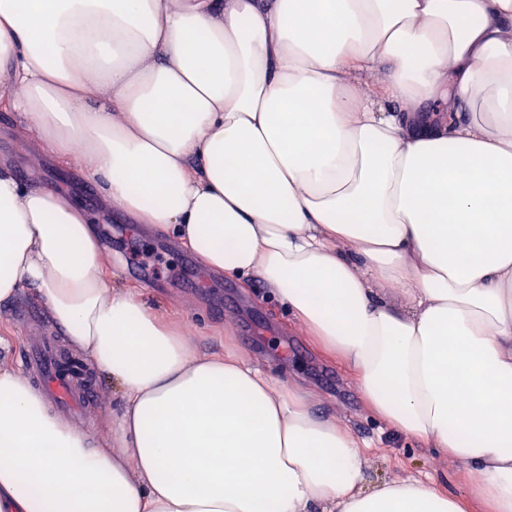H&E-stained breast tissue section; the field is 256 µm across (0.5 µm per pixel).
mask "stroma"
Here are the masks:
<instances>
[{"label":"stroma","mask_w":512,"mask_h":512,"mask_svg":"<svg viewBox=\"0 0 512 512\" xmlns=\"http://www.w3.org/2000/svg\"><path fill=\"white\" fill-rule=\"evenodd\" d=\"M22 125L21 113L0 111V164H8L26 181L69 193L96 216L113 285L140 291L156 310L184 322L187 339L200 353L239 355L274 378L302 388L321 414L336 419L356 439L369 441L364 451L369 484L429 475L438 486L463 488L446 458L369 415L356 379L326 355L299 323L264 300L261 280L244 285L225 277L164 234L131 223L122 211L103 203L85 165H59L43 152L38 140L20 136ZM135 258L151 265V284L133 275ZM31 323L54 336L62 334L49 309L29 294L0 303V336L9 335L14 364L22 362L26 327ZM92 378L98 398L84 406L87 421L82 429L101 439L109 434L119 398L107 377L96 372Z\"/></svg>","instance_id":"obj_1"}]
</instances>
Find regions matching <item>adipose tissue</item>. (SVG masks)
Returning <instances> with one entry per match:
<instances>
[{
	"mask_svg": "<svg viewBox=\"0 0 512 512\" xmlns=\"http://www.w3.org/2000/svg\"><path fill=\"white\" fill-rule=\"evenodd\" d=\"M1 72L106 205L261 279L471 479L365 490L343 426L200 355L103 277L73 196L3 164L0 302L43 301L121 407L93 441L0 337V512H512V0H0Z\"/></svg>",
	"mask_w": 512,
	"mask_h": 512,
	"instance_id": "1",
	"label": "adipose tissue"
}]
</instances>
